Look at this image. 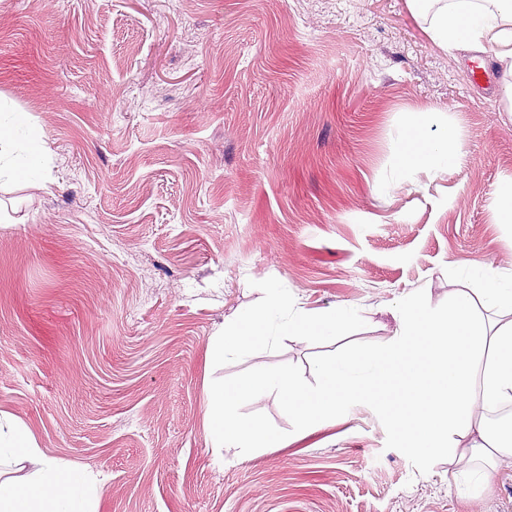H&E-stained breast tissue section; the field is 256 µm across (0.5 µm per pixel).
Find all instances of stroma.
Here are the masks:
<instances>
[{
    "label": "stroma",
    "instance_id": "obj_1",
    "mask_svg": "<svg viewBox=\"0 0 512 512\" xmlns=\"http://www.w3.org/2000/svg\"><path fill=\"white\" fill-rule=\"evenodd\" d=\"M406 0H0V110L27 113L51 191L0 188V411L101 472L100 512H512V458L462 500L361 403L309 435L277 394L238 412L288 437L217 465L205 380L383 348L400 306L447 307L471 261L512 277V114ZM457 165L394 177L413 113ZM351 308L331 345L283 336L208 365L270 285ZM493 206L496 209L500 223H512V184L500 187L494 193Z\"/></svg>",
    "mask_w": 512,
    "mask_h": 512
}]
</instances>
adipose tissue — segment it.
<instances>
[{
    "label": "adipose tissue",
    "instance_id": "obj_1",
    "mask_svg": "<svg viewBox=\"0 0 512 512\" xmlns=\"http://www.w3.org/2000/svg\"><path fill=\"white\" fill-rule=\"evenodd\" d=\"M442 50L492 53L502 76L503 102L512 112V0H406ZM415 118L397 151L394 176L411 180L419 171H444L458 157L457 127L429 139ZM25 113L0 118V178L52 179L5 157L39 140ZM478 287L457 292L447 309L413 303L399 309V332L384 350L353 351L318 359L316 386L281 369H258L248 380L205 388L204 430L217 462L242 459L279 441L259 421L239 417L236 404L277 394L287 414L313 432L334 418L343 403L361 402L389 412L397 439L425 459L447 463L448 485L460 496L488 483L501 461L512 457V437L492 436L489 413L512 404V280L470 265ZM259 308L238 309L211 336L206 359L221 364L255 356L282 336L328 342L353 320L345 308L298 311L286 317L276 288ZM106 479L88 467L62 463L41 448L21 420L0 415V512H98Z\"/></svg>",
    "mask_w": 512,
    "mask_h": 512
}]
</instances>
